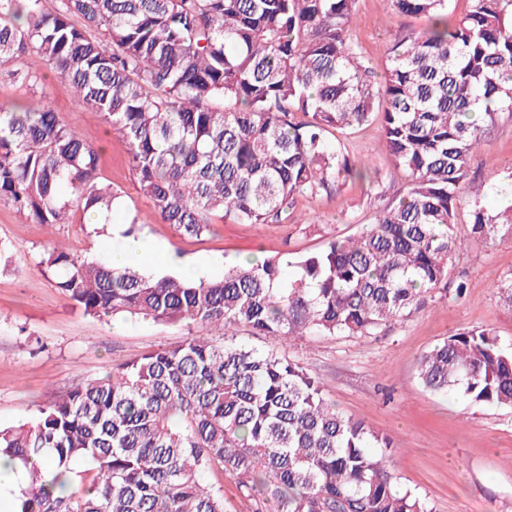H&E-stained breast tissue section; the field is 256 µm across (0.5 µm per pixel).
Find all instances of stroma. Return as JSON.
<instances>
[{"label": "stroma", "instance_id": "obj_1", "mask_svg": "<svg viewBox=\"0 0 512 512\" xmlns=\"http://www.w3.org/2000/svg\"><path fill=\"white\" fill-rule=\"evenodd\" d=\"M419 17L394 14L388 0H357L351 34L375 72H384L386 47L396 31L424 29ZM45 99L59 119L100 146L99 169L124 204L148 221V231L184 264L223 254L234 264L257 253L295 258L321 249L330 239L357 233L376 212L401 194L404 182L380 147V123L371 121L347 137L351 152L367 157L382 186L350 182L333 192L301 198L294 224H214L210 233L188 237L169 225L151 223V204L128 164L119 133L105 135L101 114L76 101L69 85L49 76ZM512 171V114L501 113L470 164V198L496 208L503 177ZM455 232L467 242L451 281L463 295L439 290L401 322L370 336H306L283 343L239 329L241 342L273 349L320 377L337 410L386 435L397 453L394 483L426 498L433 512H512V409L469 404L459 396L427 391L417 360L443 338L475 327L491 329L512 346V301L496 284L512 276V239L489 244L470 234L467 210ZM110 225L59 224L54 230L0 203V426L29 420L38 406L75 385L103 376L113 365L164 345H176L200 326L161 325L136 319L83 315L54 286L38 262L48 242L106 260Z\"/></svg>", "mask_w": 512, "mask_h": 512}]
</instances>
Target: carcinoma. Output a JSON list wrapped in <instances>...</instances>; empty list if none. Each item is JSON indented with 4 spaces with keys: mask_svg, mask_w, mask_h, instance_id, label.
I'll list each match as a JSON object with an SVG mask.
<instances>
[{
    "mask_svg": "<svg viewBox=\"0 0 512 512\" xmlns=\"http://www.w3.org/2000/svg\"><path fill=\"white\" fill-rule=\"evenodd\" d=\"M426 29L399 31L380 76L351 27L356 0H0V77L34 96L0 106V203L37 224L75 223L120 202L99 152L14 69L37 55L127 144L154 216L200 237L216 220L286 224L298 199L364 177L341 135L376 118L406 188L358 234L289 262L252 258L224 277H157L50 245L39 266L92 317L201 325L112 366L0 429L27 468L17 512H225L234 478L255 512H430L392 481L387 437L336 410L319 379L255 336H368L404 320L448 278L462 184L483 134L512 112V0H389ZM469 202L471 233L512 234V194ZM428 391L512 408V347L473 328L417 364ZM48 457L55 469L34 460ZM69 478L79 490L54 495ZM206 480L216 487L224 484V499L228 512H253L252 506L248 501L237 497L232 477L215 471L214 473H209Z\"/></svg>",
    "mask_w": 512,
    "mask_h": 512,
    "instance_id": "carcinoma-1",
    "label": "carcinoma"
}]
</instances>
